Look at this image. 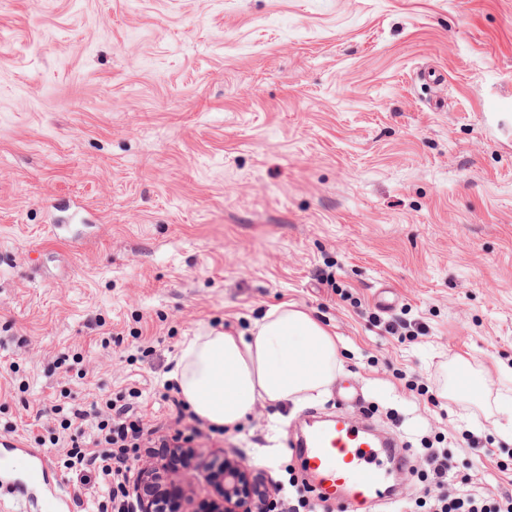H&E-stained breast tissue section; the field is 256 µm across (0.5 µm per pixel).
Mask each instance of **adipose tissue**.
Here are the masks:
<instances>
[{
  "label": "adipose tissue",
  "instance_id": "adipose-tissue-1",
  "mask_svg": "<svg viewBox=\"0 0 512 512\" xmlns=\"http://www.w3.org/2000/svg\"><path fill=\"white\" fill-rule=\"evenodd\" d=\"M341 366L336 335L310 312L283 302L245 331L185 337L167 378L197 416L239 425L257 404L301 410L324 398Z\"/></svg>",
  "mask_w": 512,
  "mask_h": 512
}]
</instances>
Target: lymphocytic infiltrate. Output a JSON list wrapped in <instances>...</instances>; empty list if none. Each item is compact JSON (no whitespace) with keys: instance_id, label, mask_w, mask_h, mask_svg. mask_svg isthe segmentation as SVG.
<instances>
[{"instance_id":"obj_1","label":"lymphocytic infiltrate","mask_w":512,"mask_h":512,"mask_svg":"<svg viewBox=\"0 0 512 512\" xmlns=\"http://www.w3.org/2000/svg\"><path fill=\"white\" fill-rule=\"evenodd\" d=\"M173 383H165L160 401L174 407L177 429L173 436L160 435L156 426L146 421L136 403L124 399L90 403L52 405L60 415L61 426L71 433L65 465L79 472H94L98 487L93 496L76 498L81 512H130L127 489L131 464L141 455L166 461L167 465H188L180 450L202 436L217 433V426H206L187 402L174 396ZM423 476L428 483L425 496L416 505L398 504L396 512H512V494L495 498L470 492L473 476L455 471L444 448H428Z\"/></svg>"}]
</instances>
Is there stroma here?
Segmentation results:
<instances>
[{"instance_id":"35a3bbf8","label":"stroma","mask_w":512,"mask_h":512,"mask_svg":"<svg viewBox=\"0 0 512 512\" xmlns=\"http://www.w3.org/2000/svg\"><path fill=\"white\" fill-rule=\"evenodd\" d=\"M494 99L512 102V0H0V437L44 440L72 492L51 405L135 388L168 422L183 337L288 301L339 337L356 421L416 448L452 435L476 490L512 492V110ZM398 319L426 335L386 333ZM275 414L194 441L196 502L218 450L299 468V417L275 432Z\"/></svg>"}]
</instances>
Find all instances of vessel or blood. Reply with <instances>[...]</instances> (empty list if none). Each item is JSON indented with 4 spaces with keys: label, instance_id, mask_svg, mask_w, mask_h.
<instances>
[{
    "label": "vessel or blood",
    "instance_id": "b4317fda",
    "mask_svg": "<svg viewBox=\"0 0 512 512\" xmlns=\"http://www.w3.org/2000/svg\"><path fill=\"white\" fill-rule=\"evenodd\" d=\"M288 442L301 459L312 486L343 505L346 512H374L402 464L395 438L377 437L342 414L321 419L305 432L289 436ZM8 443L31 462L28 485H47L50 464L45 452L18 436L9 438ZM66 502L60 491L48 487L33 500L32 509L63 512Z\"/></svg>",
    "mask_w": 512,
    "mask_h": 512
}]
</instances>
